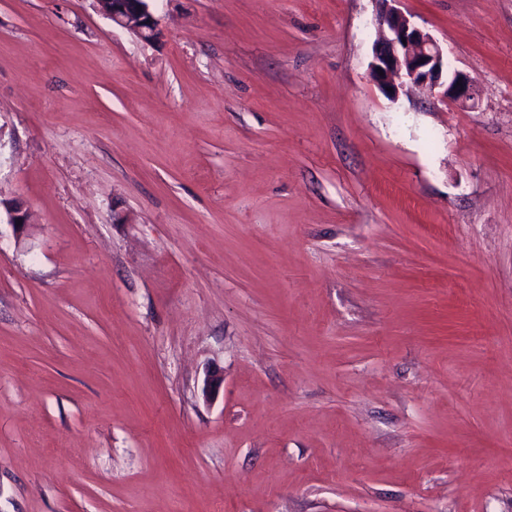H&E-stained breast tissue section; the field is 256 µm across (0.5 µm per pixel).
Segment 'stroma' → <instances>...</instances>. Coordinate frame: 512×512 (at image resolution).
<instances>
[{"label": "stroma", "instance_id": "obj_1", "mask_svg": "<svg viewBox=\"0 0 512 512\" xmlns=\"http://www.w3.org/2000/svg\"><path fill=\"white\" fill-rule=\"evenodd\" d=\"M149 6L0 0V512H512V0ZM150 0H97L100 12L116 26L143 40L158 35V19L150 11ZM375 24L379 37L374 44L369 76L387 97L395 100L409 86L451 105L475 108L481 94L478 81L462 70H449L441 45L430 33L393 7L377 13ZM402 39H406V44ZM378 69H382L384 76L379 75Z\"/></svg>", "mask_w": 512, "mask_h": 512}]
</instances>
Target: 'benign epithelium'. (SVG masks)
<instances>
[{
  "mask_svg": "<svg viewBox=\"0 0 512 512\" xmlns=\"http://www.w3.org/2000/svg\"><path fill=\"white\" fill-rule=\"evenodd\" d=\"M100 12L116 26L143 40L158 35V19L148 0H97ZM379 37L369 67L371 81L389 98L396 99L405 87H415L463 108H475L481 89L476 78L459 69H448L439 42L393 7L377 13ZM10 224L17 232L29 227L26 210H9Z\"/></svg>",
  "mask_w": 512,
  "mask_h": 512,
  "instance_id": "7a95c632",
  "label": "benign epithelium"
}]
</instances>
